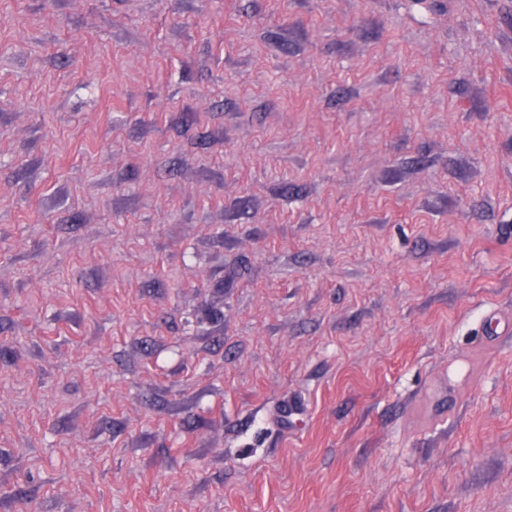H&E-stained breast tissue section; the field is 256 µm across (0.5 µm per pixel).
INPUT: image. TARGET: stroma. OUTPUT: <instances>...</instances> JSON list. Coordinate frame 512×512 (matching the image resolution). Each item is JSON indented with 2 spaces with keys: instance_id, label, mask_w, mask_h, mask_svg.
Returning a JSON list of instances; mask_svg holds the SVG:
<instances>
[{
  "instance_id": "obj_1",
  "label": "stroma",
  "mask_w": 512,
  "mask_h": 512,
  "mask_svg": "<svg viewBox=\"0 0 512 512\" xmlns=\"http://www.w3.org/2000/svg\"><path fill=\"white\" fill-rule=\"evenodd\" d=\"M0 512H512V0H0Z\"/></svg>"
}]
</instances>
